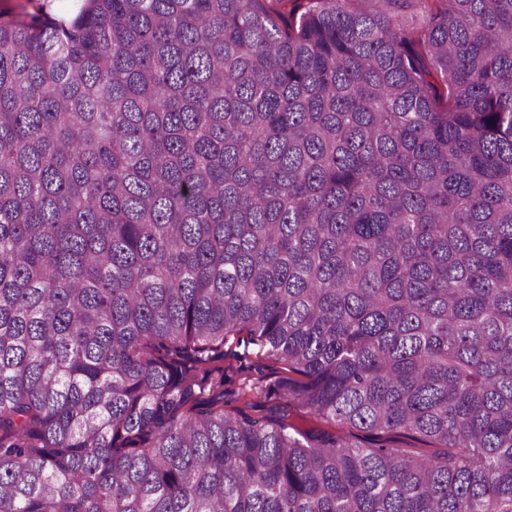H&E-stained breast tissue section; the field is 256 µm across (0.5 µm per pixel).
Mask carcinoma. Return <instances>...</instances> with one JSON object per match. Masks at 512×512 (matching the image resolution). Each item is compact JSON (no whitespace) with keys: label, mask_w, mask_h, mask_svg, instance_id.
<instances>
[{"label":"carcinoma","mask_w":512,"mask_h":512,"mask_svg":"<svg viewBox=\"0 0 512 512\" xmlns=\"http://www.w3.org/2000/svg\"><path fill=\"white\" fill-rule=\"evenodd\" d=\"M79 2L0 18V512H512V0ZM242 337L243 336H230L224 345V350L229 349L239 355L240 359L233 360L234 365L236 367L241 365V370L236 376L235 383L224 386V388H226L224 409L228 411L240 405L234 402L235 396L230 394L233 390H237L243 382L246 385L257 382L260 384H268L274 381L280 373H282V367H285L281 363L271 360L268 357L262 355L258 357L259 348L252 344H247L246 339L242 340Z\"/></svg>","instance_id":"1"}]
</instances>
